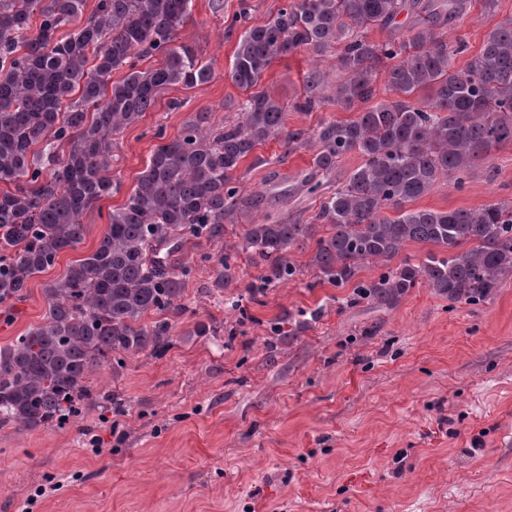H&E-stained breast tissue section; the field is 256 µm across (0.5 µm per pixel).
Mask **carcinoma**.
I'll use <instances>...</instances> for the list:
<instances>
[{
  "label": "carcinoma",
  "mask_w": 512,
  "mask_h": 512,
  "mask_svg": "<svg viewBox=\"0 0 512 512\" xmlns=\"http://www.w3.org/2000/svg\"><path fill=\"white\" fill-rule=\"evenodd\" d=\"M0 0V314L29 281L84 239L85 214L112 195L114 136L151 110L169 85L195 87L214 73L177 30L192 0ZM420 18L384 42L371 27ZM445 0H287L262 25L246 28L230 77L250 97L240 121L211 129L198 112L156 147L125 202L112 209L96 249L44 288L43 321L0 345V427L63 428L83 417L93 397L90 374L122 367L146 352L161 358L183 314L191 265L187 239L224 237L242 203L233 171L254 149L281 138L292 149L303 130L286 129V107L255 90L273 59L339 46L340 106L369 107L350 120L320 123L315 174L329 179L342 158L363 162L325 198L313 224H249L241 241L200 261L212 286L233 281L239 255L267 268L239 297L258 300L301 268L293 247L316 240L311 266L321 280L381 307L394 308L425 286L454 302L484 303L512 275V200L453 211L408 209L441 177L463 176L491 150L512 144V20L496 25L463 70L451 65ZM163 63H138L154 55ZM122 72L118 80L113 75ZM395 95L373 102L378 76ZM429 90L425 99L415 93ZM324 81L310 73L296 107L323 103ZM392 209L395 216L385 211ZM329 228L316 236L317 225ZM438 248L418 263L391 262L409 243ZM384 268L357 279L362 266ZM151 321H145L146 317Z\"/></svg>",
  "instance_id": "cac0c4a2"
}]
</instances>
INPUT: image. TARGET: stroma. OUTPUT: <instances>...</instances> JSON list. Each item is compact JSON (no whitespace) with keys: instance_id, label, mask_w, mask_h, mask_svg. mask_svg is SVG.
Instances as JSON below:
<instances>
[{"instance_id":"stroma-1","label":"stroma","mask_w":512,"mask_h":512,"mask_svg":"<svg viewBox=\"0 0 512 512\" xmlns=\"http://www.w3.org/2000/svg\"><path fill=\"white\" fill-rule=\"evenodd\" d=\"M284 0H193L177 31L213 69L204 85L164 89L155 107L116 138L117 193L90 209L87 233L54 267L30 280L26 298L0 315V344L45 313L44 285L92 253L112 207L123 203L163 131L177 135L195 113L212 128L237 121L246 92L229 73L242 31L273 18ZM512 18V0H457L449 44H464V69L488 32ZM320 71L325 100L294 107L308 73ZM336 51L275 58L260 88L287 108L286 127L355 118L340 107ZM180 101L170 109V101ZM314 149L269 140L234 173L249 207L229 227L266 217L310 224L321 195L303 176ZM456 186L440 179L417 200L439 211L512 199V145ZM222 243L188 240L195 271L165 356L139 354L125 367L91 374L85 415L65 428L0 427V512H512V276L480 305L422 287L393 309L355 299L352 288L317 283L307 263L314 242L292 248L300 276L273 288L244 314L225 310L203 254ZM319 317L304 322V314ZM215 325L194 335L197 322ZM281 333H274V325ZM122 400L104 411L100 394Z\"/></svg>"}]
</instances>
